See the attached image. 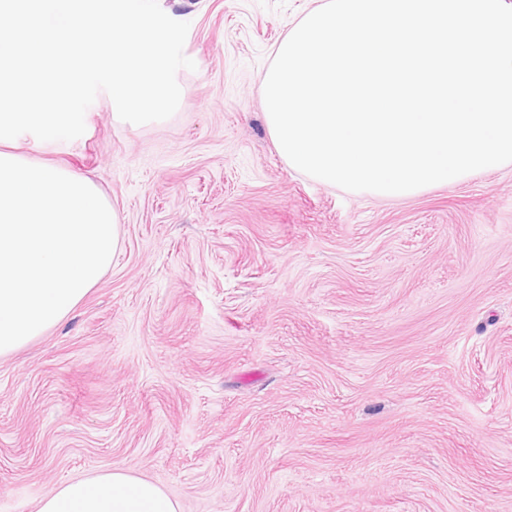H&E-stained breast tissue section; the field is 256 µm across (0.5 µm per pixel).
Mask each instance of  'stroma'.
<instances>
[{"instance_id": "stroma-1", "label": "stroma", "mask_w": 512, "mask_h": 512, "mask_svg": "<svg viewBox=\"0 0 512 512\" xmlns=\"http://www.w3.org/2000/svg\"><path fill=\"white\" fill-rule=\"evenodd\" d=\"M328 0H159L182 101L99 93L13 151L118 215L98 284L0 357V512L122 466L181 512H512V165L409 199L291 169L264 119L276 45Z\"/></svg>"}]
</instances>
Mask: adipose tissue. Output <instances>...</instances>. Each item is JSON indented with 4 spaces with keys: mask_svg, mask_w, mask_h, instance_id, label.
I'll use <instances>...</instances> for the list:
<instances>
[{
    "mask_svg": "<svg viewBox=\"0 0 512 512\" xmlns=\"http://www.w3.org/2000/svg\"><path fill=\"white\" fill-rule=\"evenodd\" d=\"M37 512H179V505L157 484L115 467L60 486Z\"/></svg>",
    "mask_w": 512,
    "mask_h": 512,
    "instance_id": "1",
    "label": "adipose tissue"
}]
</instances>
